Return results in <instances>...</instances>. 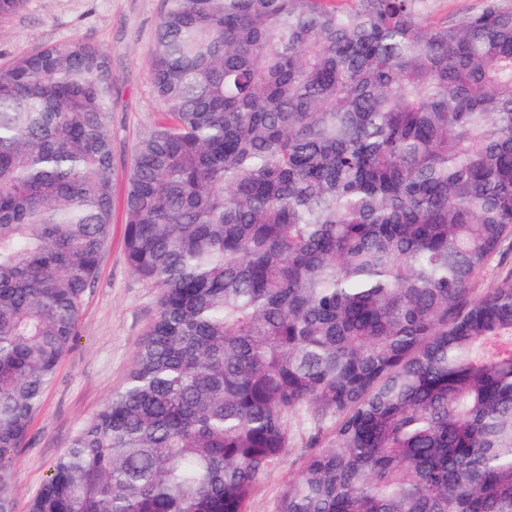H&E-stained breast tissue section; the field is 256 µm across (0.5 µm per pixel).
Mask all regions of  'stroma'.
Instances as JSON below:
<instances>
[{
  "label": "stroma",
  "instance_id": "stroma-1",
  "mask_svg": "<svg viewBox=\"0 0 512 512\" xmlns=\"http://www.w3.org/2000/svg\"><path fill=\"white\" fill-rule=\"evenodd\" d=\"M165 6V0H25L19 12L0 20V63L44 45L82 38L108 52L113 78L112 237L96 282L84 298L79 336L61 359L18 451L13 467L15 512H28L51 464L122 385L158 312L156 289L127 264L120 205L133 145L159 109L148 59ZM290 430L294 441L289 453L267 472L250 500L249 512H275L284 484L297 473L302 430L295 422Z\"/></svg>",
  "mask_w": 512,
  "mask_h": 512
}]
</instances>
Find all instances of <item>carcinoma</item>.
<instances>
[{
	"label": "carcinoma",
	"instance_id": "1",
	"mask_svg": "<svg viewBox=\"0 0 512 512\" xmlns=\"http://www.w3.org/2000/svg\"><path fill=\"white\" fill-rule=\"evenodd\" d=\"M166 0L129 267L159 312L29 512H512V4ZM112 65L0 64V512L112 235ZM429 20L432 22L455 21L459 18L480 12L485 0H431ZM506 252L507 254L504 256H496L490 261L486 272L474 285L477 294H481L487 289L492 288L500 279L501 275L506 272V269L512 268V256L510 257L509 251ZM293 433V448L288 455L275 467L271 468L260 488L254 493L249 503V512H275L277 498L288 478L297 473L301 463L302 430L295 419L290 422Z\"/></svg>",
	"mask_w": 512,
	"mask_h": 512
}]
</instances>
